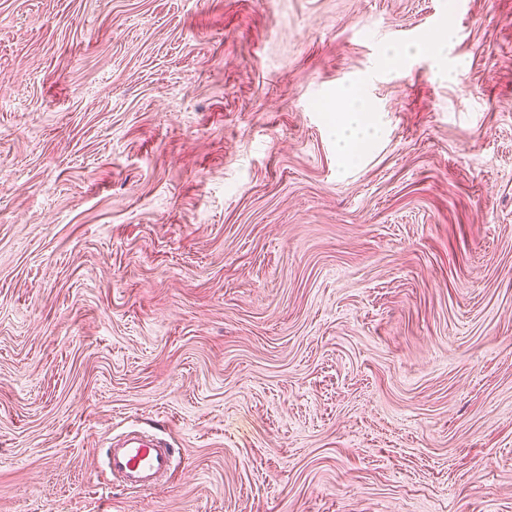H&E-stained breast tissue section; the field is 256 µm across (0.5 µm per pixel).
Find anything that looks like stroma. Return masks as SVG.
Segmentation results:
<instances>
[{"label": "stroma", "mask_w": 512, "mask_h": 512, "mask_svg": "<svg viewBox=\"0 0 512 512\" xmlns=\"http://www.w3.org/2000/svg\"><path fill=\"white\" fill-rule=\"evenodd\" d=\"M454 2L0 0V512H512V0ZM336 101V143L341 159L352 163L357 152L369 146L378 136V128L368 113L371 107L353 86L341 88ZM174 448L136 432L105 449L104 463L126 486L148 490L159 485L172 469Z\"/></svg>", "instance_id": "1"}]
</instances>
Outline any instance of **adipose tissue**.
<instances>
[{"instance_id": "1", "label": "adipose tissue", "mask_w": 512, "mask_h": 512, "mask_svg": "<svg viewBox=\"0 0 512 512\" xmlns=\"http://www.w3.org/2000/svg\"><path fill=\"white\" fill-rule=\"evenodd\" d=\"M336 99V143L341 159L350 163L359 150L374 142L378 128L369 116L370 106L355 87L341 88Z\"/></svg>"}]
</instances>
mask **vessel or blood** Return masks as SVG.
<instances>
[{"label":"vessel or blood","instance_id":"b4317fda","mask_svg":"<svg viewBox=\"0 0 512 512\" xmlns=\"http://www.w3.org/2000/svg\"><path fill=\"white\" fill-rule=\"evenodd\" d=\"M174 451L148 436L132 432L106 449L104 463L124 485L148 490L159 485L172 469Z\"/></svg>","mask_w":512,"mask_h":512}]
</instances>
